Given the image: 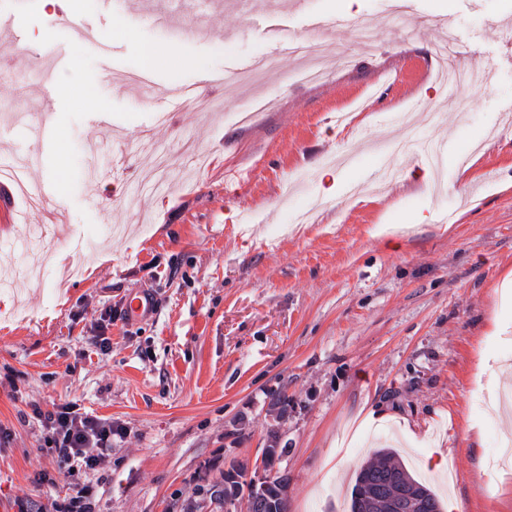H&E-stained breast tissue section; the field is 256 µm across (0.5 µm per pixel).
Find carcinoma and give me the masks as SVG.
<instances>
[{"label": "carcinoma", "mask_w": 512, "mask_h": 512, "mask_svg": "<svg viewBox=\"0 0 512 512\" xmlns=\"http://www.w3.org/2000/svg\"><path fill=\"white\" fill-rule=\"evenodd\" d=\"M291 404L287 391L275 390L270 394L269 412L279 420ZM261 454L269 469L288 454V444L281 442L279 430L273 425L267 431V445ZM246 472L247 464L233 460L221 472L218 484L200 485L195 494H215L219 502L232 505L244 500L248 512H288V475L278 473L254 485L246 481ZM349 512H442V503L427 484L413 477L392 449L382 448L357 473Z\"/></svg>", "instance_id": "carcinoma-1"}]
</instances>
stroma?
I'll list each match as a JSON object with an SVG mask.
<instances>
[{"instance_id": "1", "label": "stroma", "mask_w": 512, "mask_h": 512, "mask_svg": "<svg viewBox=\"0 0 512 512\" xmlns=\"http://www.w3.org/2000/svg\"><path fill=\"white\" fill-rule=\"evenodd\" d=\"M61 2L104 32L109 53L52 26L42 0H0L29 47L10 55L0 37V142L33 154L17 122L64 87L26 180L53 182L68 210L55 227L0 187V270L18 260L23 222L56 256L0 286V512H53L82 484L100 512H172L225 462L254 465L278 388L293 399L275 465L288 512H348L346 489L380 448L432 479L445 512H512V453L490 455L512 436L499 398L512 388V308L496 292L512 271V0H409L406 25L389 0H284L248 15L233 0H183L170 16L164 0ZM328 15L344 27L312 30ZM437 17L464 44L463 64L491 66L496 84L439 86ZM360 23L376 42L354 39ZM274 24L323 41L327 81H291L300 63L285 58L258 81L207 89L202 109L168 96L274 55ZM140 71L151 85L111 78ZM407 137L448 141L439 176L420 182L422 160L393 154ZM145 141L169 155L161 195L143 188L156 177ZM348 151L337 199L316 181L281 206L295 175ZM386 163L395 181L363 188ZM140 290L157 298L151 318L104 324ZM100 334L99 354L88 339ZM69 403L127 431L96 469L53 463L33 410Z\"/></svg>"}]
</instances>
